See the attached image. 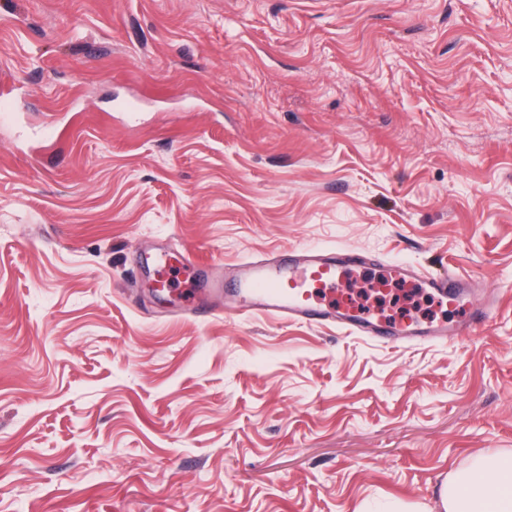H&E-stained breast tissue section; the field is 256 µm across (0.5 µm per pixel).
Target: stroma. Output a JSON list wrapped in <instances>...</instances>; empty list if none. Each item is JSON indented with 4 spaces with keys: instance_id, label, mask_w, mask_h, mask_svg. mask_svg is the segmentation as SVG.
<instances>
[{
    "instance_id": "stroma-1",
    "label": "stroma",
    "mask_w": 512,
    "mask_h": 512,
    "mask_svg": "<svg viewBox=\"0 0 512 512\" xmlns=\"http://www.w3.org/2000/svg\"><path fill=\"white\" fill-rule=\"evenodd\" d=\"M0 512H431L512 452V0H0ZM361 251L487 326L189 313ZM153 266L156 271L155 284L161 291H168L176 286L173 277V268L176 267L171 264L168 255H159L152 260ZM394 273L398 280L403 282H420L422 288H429V294L433 295L441 302H448V306L454 309L470 304L466 298L469 296L470 288H474V281L463 276L453 274H444L441 276H429L419 280L414 269L404 264L395 265ZM398 276V277H397Z\"/></svg>"
}]
</instances>
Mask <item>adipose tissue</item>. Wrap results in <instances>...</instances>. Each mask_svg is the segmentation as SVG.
Returning <instances> with one entry per match:
<instances>
[{
	"label": "adipose tissue",
	"mask_w": 512,
	"mask_h": 512,
	"mask_svg": "<svg viewBox=\"0 0 512 512\" xmlns=\"http://www.w3.org/2000/svg\"><path fill=\"white\" fill-rule=\"evenodd\" d=\"M441 512H512V454L474 465L447 480L440 493Z\"/></svg>",
	"instance_id": "1"
}]
</instances>
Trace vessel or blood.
I'll list each match as a JSON object with an SVG mask.
<instances>
[{
    "label": "vessel or blood",
    "mask_w": 512,
    "mask_h": 512,
    "mask_svg": "<svg viewBox=\"0 0 512 512\" xmlns=\"http://www.w3.org/2000/svg\"><path fill=\"white\" fill-rule=\"evenodd\" d=\"M362 262V257L357 255L339 256L321 249H311L301 259L277 255L251 262L230 286H223L222 282L216 280L201 281L200 286L210 294L226 292L233 299L234 313L241 316L259 312L306 324L332 323L338 328L363 333L382 342L419 335L441 341L458 339L468 335L471 322H480L489 316L488 308L480 307L472 313L470 322L448 326L431 324L421 328L371 318L342 299L324 305L313 302V289L338 288L342 283L343 271ZM394 273L406 283L423 282L431 295L456 308L466 305L469 291L474 286L473 280L450 273L422 279L414 269L403 264L395 266Z\"/></svg>",
    "instance_id": "obj_1"
}]
</instances>
